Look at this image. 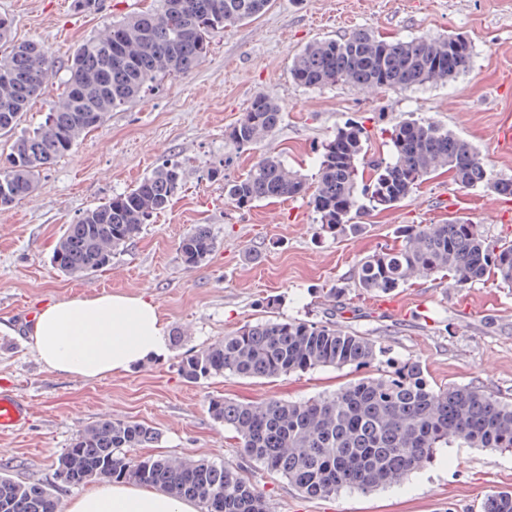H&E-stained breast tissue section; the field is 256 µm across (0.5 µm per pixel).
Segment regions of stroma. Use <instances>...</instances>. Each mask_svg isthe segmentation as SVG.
Here are the masks:
<instances>
[{
	"label": "stroma",
	"instance_id": "1",
	"mask_svg": "<svg viewBox=\"0 0 512 512\" xmlns=\"http://www.w3.org/2000/svg\"><path fill=\"white\" fill-rule=\"evenodd\" d=\"M152 3L99 0L96 10L80 12L73 0H0V17L12 20L15 41L42 44L56 65L20 131L43 123L84 40ZM357 29L389 40L460 33L474 46V62L448 84L412 90L308 89L292 81L293 59L306 44ZM259 94L278 104L281 122L268 137L239 148L225 132ZM411 117L453 130L480 151L491 178L512 179V152L496 140L499 123L512 120V0H270L260 16L214 33L194 70L109 112L42 172L32 194L0 211V387L33 407L19 431L0 435V464L16 478L53 486L61 503H69L82 490L58 481L55 461L78 430L112 419L154 428L159 438L150 454L232 467L264 496L268 512H483L490 495L512 491V454L452 438L403 485L308 498L249 460L209 411L216 397L260 403L329 394L409 359L422 365L432 385L477 386L512 402V288L421 279L386 294L394 308L381 311L355 286L359 261L392 243L404 224L457 218L490 240L512 244V196L482 186L461 189L448 174H435L394 207L368 212L356 229L332 235L321 231L305 198L240 209L224 195L226 182L266 155L313 175L322 145L351 121L369 133L368 158L388 157L390 128ZM166 161L181 168L178 193L109 266L72 278L52 265V250L69 224ZM445 191L452 195L448 207L439 200ZM199 225L209 228L215 249L190 267L180 259L179 243ZM334 289L335 311L328 301ZM144 290L166 324L163 357L83 381L46 371L28 343L23 308ZM330 315L370 338L381 350L377 359L362 368L323 367L274 378L227 375L190 383L179 373L184 355L244 325L271 318L318 322Z\"/></svg>",
	"mask_w": 512,
	"mask_h": 512
}]
</instances>
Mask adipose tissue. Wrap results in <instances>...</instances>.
<instances>
[{
    "label": "adipose tissue",
    "instance_id": "obj_1",
    "mask_svg": "<svg viewBox=\"0 0 512 512\" xmlns=\"http://www.w3.org/2000/svg\"><path fill=\"white\" fill-rule=\"evenodd\" d=\"M166 324L146 294L100 293L47 302L29 343L49 372L86 381L162 356ZM67 512H197L194 501L127 483H103L70 501Z\"/></svg>",
    "mask_w": 512,
    "mask_h": 512
}]
</instances>
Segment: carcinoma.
Listing matches in <instances>:
<instances>
[{
  "label": "carcinoma",
  "mask_w": 512,
  "mask_h": 512,
  "mask_svg": "<svg viewBox=\"0 0 512 512\" xmlns=\"http://www.w3.org/2000/svg\"><path fill=\"white\" fill-rule=\"evenodd\" d=\"M152 12L112 23L102 38L83 43L67 68L61 96L45 124L15 139L0 164V210L30 194L42 171L76 146L108 112L145 89L193 70L207 54L212 34L262 14L269 0H157ZM472 43L461 34L386 40L359 29L306 45L290 69L305 88L408 89L445 84L468 70ZM51 56L36 43L15 44L11 23L0 18V135L15 130L29 102L54 73ZM280 123L274 101L258 95L227 138L249 146ZM368 134L346 123L322 147L314 190L306 179L274 156L257 160L247 173L224 184L237 208L310 194L321 229L337 234L354 228L369 207L387 209L405 199L435 173L446 172L462 188L484 184L512 195V180L491 182L479 152L465 139L429 120L411 119L392 128L390 158L366 161ZM372 170L364 179L361 169ZM178 164L166 162L128 192L86 210L68 225L51 263L68 276L103 270L143 224L164 211L180 187ZM215 249L205 227L185 235L181 261L202 264ZM440 276L455 285L485 283L512 287V245L485 238L476 225L455 219L441 224L401 226L397 243L362 258L356 287L390 293L414 279ZM377 357L365 336L333 320L267 319L182 358L188 382L224 374L278 377L320 367H361ZM213 418L229 428L244 455L312 498L343 489L373 491L396 485L431 462L448 437L470 448L512 453V402L474 386L436 389L421 365L406 360L377 377L361 378L329 396L263 403L217 398ZM153 429L132 421L100 420L79 430L57 459L63 484L134 482L178 499H192L202 512H267L259 493L239 473L205 459L132 457L156 439ZM0 512H61L53 489L25 482L0 466ZM483 512H512V492L488 497Z\"/></svg>",
  "instance_id": "carcinoma-1"
}]
</instances>
